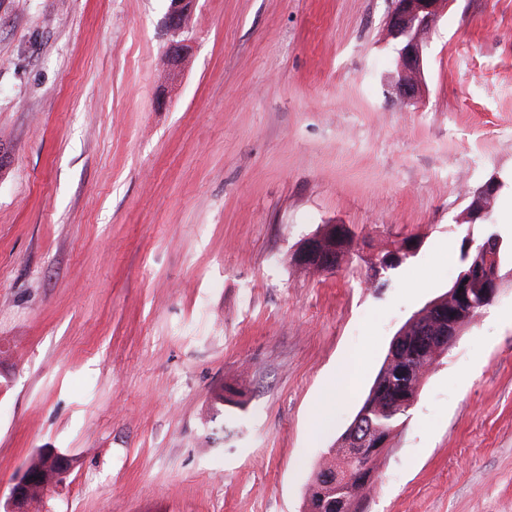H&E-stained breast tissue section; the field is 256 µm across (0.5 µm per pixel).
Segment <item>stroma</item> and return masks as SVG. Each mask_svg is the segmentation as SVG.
<instances>
[{
	"label": "stroma",
	"mask_w": 512,
	"mask_h": 512,
	"mask_svg": "<svg viewBox=\"0 0 512 512\" xmlns=\"http://www.w3.org/2000/svg\"><path fill=\"white\" fill-rule=\"evenodd\" d=\"M169 5L0 0V494L39 449L77 459L32 512H304L462 245L512 242V0H447L410 105L397 0H197L173 80ZM329 224L361 252L332 275L295 259ZM501 273L363 512H512ZM497 189L498 187L496 182L494 180H490L475 192L476 201L472 209L475 218L487 217L497 193Z\"/></svg>",
	"instance_id": "stroma-1"
}]
</instances>
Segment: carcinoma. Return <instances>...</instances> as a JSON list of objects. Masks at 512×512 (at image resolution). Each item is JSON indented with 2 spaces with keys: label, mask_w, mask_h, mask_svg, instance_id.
<instances>
[{
  "label": "carcinoma",
  "mask_w": 512,
  "mask_h": 512,
  "mask_svg": "<svg viewBox=\"0 0 512 512\" xmlns=\"http://www.w3.org/2000/svg\"><path fill=\"white\" fill-rule=\"evenodd\" d=\"M436 324L431 314L415 316L391 343L376 381L347 431L327 449L307 488V512H361L374 483L369 471L353 459L351 448L386 446L400 429L421 381L445 352L425 341L422 332Z\"/></svg>",
  "instance_id": "obj_1"
}]
</instances>
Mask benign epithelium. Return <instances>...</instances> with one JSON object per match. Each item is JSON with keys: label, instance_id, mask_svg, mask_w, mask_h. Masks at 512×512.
<instances>
[{"label": "benign epithelium", "instance_id": "benign-epithelium-1", "mask_svg": "<svg viewBox=\"0 0 512 512\" xmlns=\"http://www.w3.org/2000/svg\"><path fill=\"white\" fill-rule=\"evenodd\" d=\"M195 0H171L166 25L171 39L163 59L166 73L173 77L188 56L189 26L186 18L194 11ZM443 0H398V6L390 17L388 29L391 35L402 40L399 49L397 73L392 80V90L396 100L407 105L415 102L422 92L423 47L441 12ZM497 193V184L491 180L475 192L476 201L473 214L477 218L486 217ZM347 234L346 226L329 224L322 232L305 239L296 254L299 264L315 268L321 272L336 271L340 259V248L336 247V233ZM499 244L487 241L468 250L477 255V263L466 278L456 279L453 288L455 302L465 306L471 301L470 286L482 289L481 295L488 302H493L499 294L501 277L498 269ZM414 253V247L403 249L393 257H388L373 265L372 273L380 277L381 271L404 261ZM441 315H448L447 326L434 330L438 343L446 347L452 344L460 331L456 325V312L446 307L442 300L435 299L426 305ZM46 466L36 470L24 464L10 482L9 493L5 500H0V512H25L31 488L43 484L49 488L58 486L70 475L73 469L71 456L54 448L42 450Z\"/></svg>", "mask_w": 512, "mask_h": 512}]
</instances>
